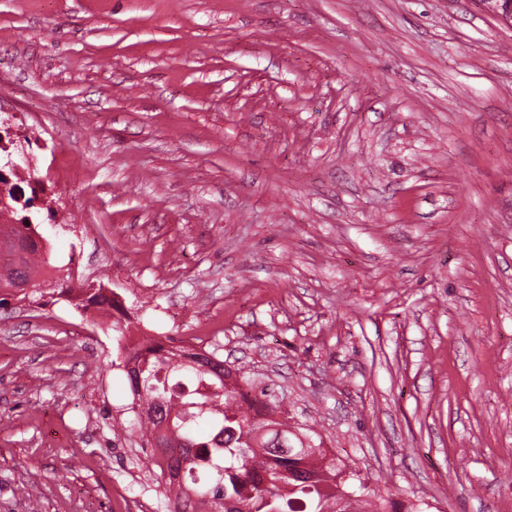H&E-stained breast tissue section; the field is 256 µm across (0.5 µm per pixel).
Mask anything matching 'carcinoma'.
<instances>
[{
    "label": "carcinoma",
    "instance_id": "carcinoma-1",
    "mask_svg": "<svg viewBox=\"0 0 512 512\" xmlns=\"http://www.w3.org/2000/svg\"><path fill=\"white\" fill-rule=\"evenodd\" d=\"M10 245L0 267V294L20 299L38 293L43 279L34 275L39 262L51 271L49 285L60 296L73 288L70 275L56 264L37 227L13 224L0 230V247ZM80 295L89 306H114L98 290ZM178 356L174 346L154 341L129 353L137 368L126 372L132 393L147 405L136 415L131 433L161 454L165 512H416L403 502L384 498L355 470L326 449L304 445L300 435L276 419L279 397L261 389L255 404L242 392L253 386L238 374L233 385L224 361L208 352ZM288 437L289 453L274 443Z\"/></svg>",
    "mask_w": 512,
    "mask_h": 512
}]
</instances>
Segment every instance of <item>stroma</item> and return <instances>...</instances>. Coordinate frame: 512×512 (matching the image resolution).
Listing matches in <instances>:
<instances>
[{
    "mask_svg": "<svg viewBox=\"0 0 512 512\" xmlns=\"http://www.w3.org/2000/svg\"><path fill=\"white\" fill-rule=\"evenodd\" d=\"M73 282L0 306V512H162L119 336H199L381 494L512 512V27L477 0H0Z\"/></svg>",
    "mask_w": 512,
    "mask_h": 512,
    "instance_id": "stroma-1",
    "label": "stroma"
}]
</instances>
